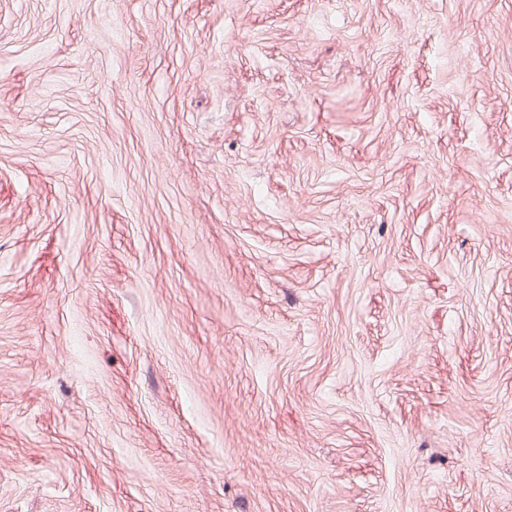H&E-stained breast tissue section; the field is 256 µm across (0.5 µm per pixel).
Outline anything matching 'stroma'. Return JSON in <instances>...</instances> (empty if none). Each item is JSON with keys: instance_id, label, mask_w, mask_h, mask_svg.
Returning <instances> with one entry per match:
<instances>
[{"instance_id": "35a3bbf8", "label": "stroma", "mask_w": 512, "mask_h": 512, "mask_svg": "<svg viewBox=\"0 0 512 512\" xmlns=\"http://www.w3.org/2000/svg\"><path fill=\"white\" fill-rule=\"evenodd\" d=\"M0 512H512V0H0Z\"/></svg>"}]
</instances>
